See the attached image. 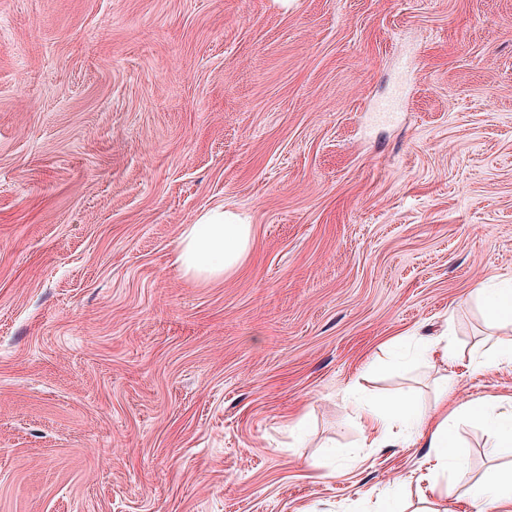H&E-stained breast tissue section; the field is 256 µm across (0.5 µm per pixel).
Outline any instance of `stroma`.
Here are the masks:
<instances>
[{
  "label": "stroma",
  "instance_id": "obj_1",
  "mask_svg": "<svg viewBox=\"0 0 512 512\" xmlns=\"http://www.w3.org/2000/svg\"><path fill=\"white\" fill-rule=\"evenodd\" d=\"M221 205V281L175 265ZM512 0H0V512H476L345 399L512 398ZM449 340L401 362L392 342ZM469 477L512 460L460 418ZM253 242L252 224L239 213L216 206L186 224L177 241L181 273L197 281H216L242 264ZM477 294L481 297L486 308L497 317L512 319V278L500 280L491 288H479Z\"/></svg>",
  "mask_w": 512,
  "mask_h": 512
}]
</instances>
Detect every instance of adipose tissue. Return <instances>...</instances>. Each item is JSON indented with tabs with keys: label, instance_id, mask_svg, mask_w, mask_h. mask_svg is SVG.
Returning <instances> with one entry per match:
<instances>
[{
	"label": "adipose tissue",
	"instance_id": "obj_1",
	"mask_svg": "<svg viewBox=\"0 0 512 512\" xmlns=\"http://www.w3.org/2000/svg\"><path fill=\"white\" fill-rule=\"evenodd\" d=\"M253 242L252 226L239 213L216 206L203 211L195 223L185 225L177 241L176 263L181 273L197 281H216L242 264ZM451 380H444L432 414L417 411L408 400L387 402L376 409H358L362 426L385 436L393 428L408 439L425 440L439 460L462 465L465 449L458 441L448 416Z\"/></svg>",
	"mask_w": 512,
	"mask_h": 512
}]
</instances>
